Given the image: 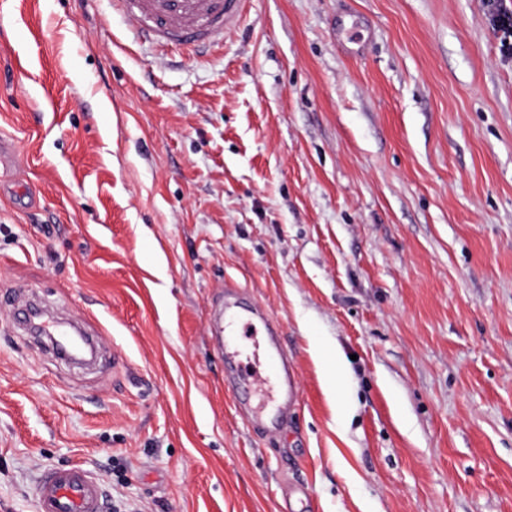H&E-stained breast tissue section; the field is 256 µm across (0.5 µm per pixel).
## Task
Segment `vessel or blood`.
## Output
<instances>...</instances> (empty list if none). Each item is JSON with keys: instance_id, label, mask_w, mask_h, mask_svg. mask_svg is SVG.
Instances as JSON below:
<instances>
[{"instance_id": "1", "label": "vessel or blood", "mask_w": 512, "mask_h": 512, "mask_svg": "<svg viewBox=\"0 0 512 512\" xmlns=\"http://www.w3.org/2000/svg\"><path fill=\"white\" fill-rule=\"evenodd\" d=\"M122 13L147 41L190 51L215 44L224 32L234 28L246 0H119ZM236 291L225 289L224 305L211 326L218 348L224 357L227 381H241L252 387L263 379L236 358L230 344L238 334L239 317L234 311ZM250 323L260 324L265 332L262 358L281 351L280 332L266 312L252 309ZM297 393L289 368L279 371L275 390L276 412L268 416L267 426L274 429L279 417L294 401ZM34 496L38 512H100L98 482L80 467L54 469L36 483Z\"/></svg>"}]
</instances>
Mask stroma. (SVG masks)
<instances>
[{"instance_id": "stroma-1", "label": "stroma", "mask_w": 512, "mask_h": 512, "mask_svg": "<svg viewBox=\"0 0 512 512\" xmlns=\"http://www.w3.org/2000/svg\"><path fill=\"white\" fill-rule=\"evenodd\" d=\"M485 0H251L218 46L0 0V512H512V58ZM278 324L277 434L224 283ZM100 336L93 367L15 320ZM346 372L329 389L325 370ZM237 292L231 288L224 289V307L217 311V316L211 325L212 335L215 336L219 351L224 355V371L229 384L237 378L247 387L261 385L265 379L258 376L256 371H251L248 367L236 359L234 352L230 351V344L234 336L238 334V321L240 317L234 312L235 298ZM224 335V336H223ZM278 371L279 382L274 397L276 413L273 415L255 413L258 423L266 424L268 428L274 430L279 425L278 415L282 416L288 410V406L294 401L297 393L296 384L288 368V363H283L282 369H278ZM264 420L268 421V423H265ZM38 512H100V488L87 471L75 466L53 469L36 483Z\"/></svg>"}]
</instances>
